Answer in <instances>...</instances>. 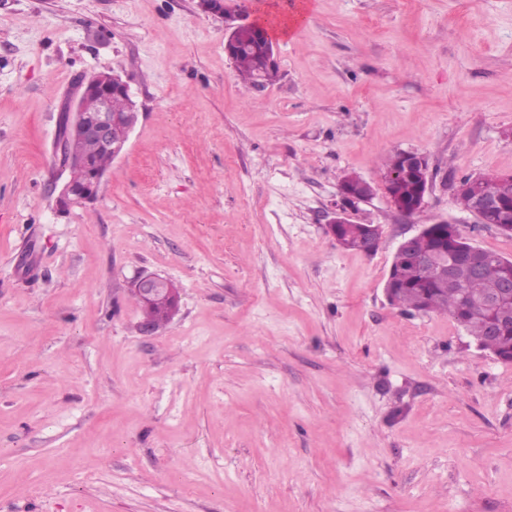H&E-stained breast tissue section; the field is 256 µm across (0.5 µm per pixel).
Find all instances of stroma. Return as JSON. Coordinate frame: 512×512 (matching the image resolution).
<instances>
[{"mask_svg": "<svg viewBox=\"0 0 512 512\" xmlns=\"http://www.w3.org/2000/svg\"><path fill=\"white\" fill-rule=\"evenodd\" d=\"M308 2L248 91L197 0H0V512H512V363L384 291L422 224L512 259L455 200L512 173V0ZM106 70L139 121L61 212L60 113ZM348 173L372 253L325 230ZM143 273L180 290L152 335ZM400 164L401 152L390 156L384 167L385 171H393L386 172L382 182L394 208L402 215L410 216L415 213V208H423L426 204L429 190V164L425 156L414 152H402L401 166ZM409 181L415 183L416 200L413 205H408L400 192V188ZM103 177L104 174L97 171L93 172L91 174L90 181L80 186L72 182L70 178L66 177V180L62 184L56 198L57 205L65 207L72 201H93L97 196L98 188Z\"/></svg>", "mask_w": 512, "mask_h": 512, "instance_id": "stroma-1", "label": "stroma"}]
</instances>
